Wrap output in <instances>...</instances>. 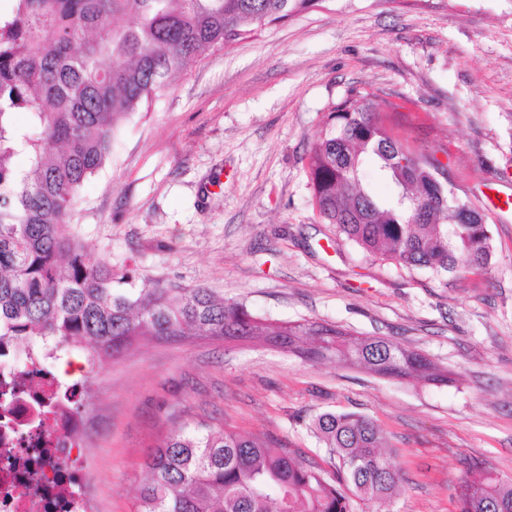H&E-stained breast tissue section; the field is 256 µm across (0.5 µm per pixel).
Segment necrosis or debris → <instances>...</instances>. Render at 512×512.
Here are the masks:
<instances>
[{
  "label": "necrosis or debris",
  "instance_id": "1",
  "mask_svg": "<svg viewBox=\"0 0 512 512\" xmlns=\"http://www.w3.org/2000/svg\"><path fill=\"white\" fill-rule=\"evenodd\" d=\"M0 380L17 386L20 399L0 398V512H89L83 477L77 466L80 426L69 410L36 415L34 397H50L68 384L52 361L18 368L0 357ZM80 392L79 382L69 384Z\"/></svg>",
  "mask_w": 512,
  "mask_h": 512
}]
</instances>
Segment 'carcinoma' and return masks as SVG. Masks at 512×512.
Masks as SVG:
<instances>
[{
	"mask_svg": "<svg viewBox=\"0 0 512 512\" xmlns=\"http://www.w3.org/2000/svg\"><path fill=\"white\" fill-rule=\"evenodd\" d=\"M318 0H15L0 13V343L24 346L19 365L52 339L89 367L144 341L253 340L311 362L336 359L380 377L445 384L448 371L379 336L349 339L328 323L278 322L202 284L169 285L117 273L68 231L74 203L112 151L124 118L158 97L207 48L245 39L305 13ZM357 92L326 116L308 153L320 220L364 252L436 278L490 267L478 211L448 196L432 152L401 143L386 101ZM24 113L25 125L15 116ZM401 153L408 165L394 163ZM22 155L26 166L17 167ZM376 165L397 194L362 185ZM145 459L136 512H353L384 503L400 473L369 418L324 412L310 427L338 460L328 472L269 435L244 436L205 419L168 416ZM457 512H512V480L478 462L457 489Z\"/></svg>",
	"mask_w": 512,
	"mask_h": 512,
	"instance_id": "cac0c4a2",
	"label": "carcinoma"
}]
</instances>
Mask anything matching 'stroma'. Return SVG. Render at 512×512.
<instances>
[{
  "label": "stroma",
  "instance_id": "1",
  "mask_svg": "<svg viewBox=\"0 0 512 512\" xmlns=\"http://www.w3.org/2000/svg\"><path fill=\"white\" fill-rule=\"evenodd\" d=\"M401 106L397 136L437 148L448 189L487 217L489 269L435 278L335 238L307 149L351 90ZM512 0H324L204 51L117 132L72 235L114 271L211 288L254 315L381 336L454 373L428 385L259 342H145L88 375L80 459L92 512H134L144 457L173 411L269 434L333 470L309 429L355 412L401 473L385 504L457 512L469 462L512 479Z\"/></svg>",
  "mask_w": 512,
  "mask_h": 512
}]
</instances>
